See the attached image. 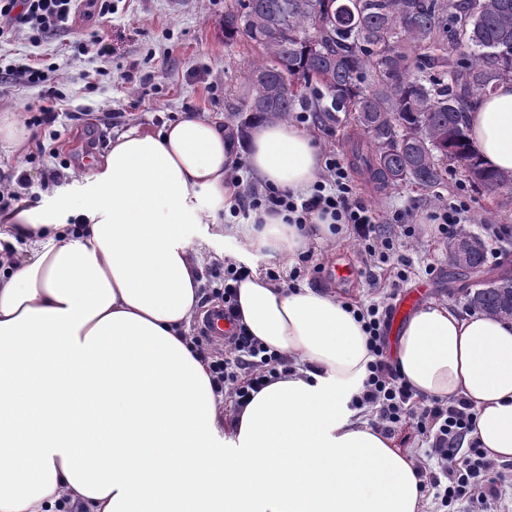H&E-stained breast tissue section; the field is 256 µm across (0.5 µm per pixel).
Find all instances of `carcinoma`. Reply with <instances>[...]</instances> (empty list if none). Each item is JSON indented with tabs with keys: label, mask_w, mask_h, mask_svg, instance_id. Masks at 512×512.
Returning a JSON list of instances; mask_svg holds the SVG:
<instances>
[{
	"label": "carcinoma",
	"mask_w": 512,
	"mask_h": 512,
	"mask_svg": "<svg viewBox=\"0 0 512 512\" xmlns=\"http://www.w3.org/2000/svg\"><path fill=\"white\" fill-rule=\"evenodd\" d=\"M224 37L261 49L248 122L286 121L310 93L315 111L352 117L370 147L359 162L388 184L433 191L458 166L482 193L512 191L466 134L472 102L512 80V0H234ZM469 303L512 317V278Z\"/></svg>",
	"instance_id": "carcinoma-1"
}]
</instances>
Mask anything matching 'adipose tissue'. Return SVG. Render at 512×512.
Returning a JSON list of instances; mask_svg holds the SVG:
<instances>
[{
	"label": "adipose tissue",
	"instance_id": "obj_1",
	"mask_svg": "<svg viewBox=\"0 0 512 512\" xmlns=\"http://www.w3.org/2000/svg\"><path fill=\"white\" fill-rule=\"evenodd\" d=\"M486 164L512 172V81L467 114ZM245 175L307 195L321 164L310 134L259 120L245 144L205 114L118 134L79 204L15 207L0 230V512H420L415 459L352 409L367 335L335 293L253 271L238 323L290 362L245 404L218 390L191 333L207 258L189 225L231 209ZM206 195L213 208L201 210ZM292 266L306 236L278 214L224 225ZM393 362L419 394L465 398L472 432L512 460V319L419 306Z\"/></svg>",
	"mask_w": 512,
	"mask_h": 512
}]
</instances>
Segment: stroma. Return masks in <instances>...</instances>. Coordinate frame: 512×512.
Instances as JSON below:
<instances>
[{"label": "stroma", "instance_id": "35a3bbf8", "mask_svg": "<svg viewBox=\"0 0 512 512\" xmlns=\"http://www.w3.org/2000/svg\"><path fill=\"white\" fill-rule=\"evenodd\" d=\"M230 0H112V19L99 26L85 11H77L69 32L43 39L39 51L50 79L62 93L56 109L54 128L59 138L53 141L55 153L41 154L39 146L47 135L31 138L26 158L0 156V177L26 172L28 192L37 206L53 205L58 198H73L92 175L93 160L99 159L112 140L125 129L140 125L154 130L190 112H206L230 130L239 129L235 113L252 89L246 78L249 64L258 51L245 40L226 41L224 8ZM100 32L109 50L105 61L84 53L80 45ZM318 151H337L345 162H352L355 131L352 118L341 115L305 126ZM60 171L51 180V171ZM359 194L382 218L401 213L410 222L425 223L439 205L466 198L474 215L465 229L482 239L487 257L486 276L512 277V194L488 196L474 190L458 171L448 174L439 192L402 184L392 186L380 180L366 182L355 175ZM252 213L218 212L215 224L191 228L194 248L204 252L234 251V240L217 237V227L228 223H247ZM504 235H496V228ZM404 254L414 269L401 291L417 290L422 302L450 303L467 310V294L472 291L473 275L462 272L448 260V242L430 232L407 240ZM346 264L351 276L343 281L331 279L336 264ZM434 264L433 274H425L426 264ZM360 248L350 237H342L326 247L313 249L312 259L300 263V277L314 288L329 290L355 305L395 306L399 296L388 290L375 291L360 275Z\"/></svg>", "mask_w": 512, "mask_h": 512}]
</instances>
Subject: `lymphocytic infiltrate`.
I'll return each mask as SVG.
<instances>
[{
	"label": "lymphocytic infiltrate",
	"instance_id": "1",
	"mask_svg": "<svg viewBox=\"0 0 512 512\" xmlns=\"http://www.w3.org/2000/svg\"><path fill=\"white\" fill-rule=\"evenodd\" d=\"M78 8V0H0V43L13 41L23 33L30 43L39 44L44 36L67 30ZM4 70L13 81L38 88L36 125L55 123L60 91L49 84L35 56L13 59ZM237 205L247 211L283 215L291 224H311L315 219L327 218L346 225L362 247L365 281L373 288L379 287L385 277L394 288L406 281V269L412 261L399 254L396 244L399 238L414 239L421 232L420 225L404 223L399 215L390 223L381 222L376 212L356 196L342 160L332 151L325 153L323 173L308 197L297 198L266 185L238 197ZM390 314V308L376 305L357 312L374 359L354 405L370 407L377 427L386 435L408 428L429 440L439 469L429 474L426 485L440 506L447 508L465 500L481 512L488 501L500 500L504 488L512 485V472L494 470L482 448L470 441L477 416L472 404L462 399L445 402L419 396L399 374L386 351ZM231 342L232 350L213 361L212 372L217 385L231 386L241 404L287 364L245 333L233 336Z\"/></svg>",
	"mask_w": 512,
	"mask_h": 512
}]
</instances>
